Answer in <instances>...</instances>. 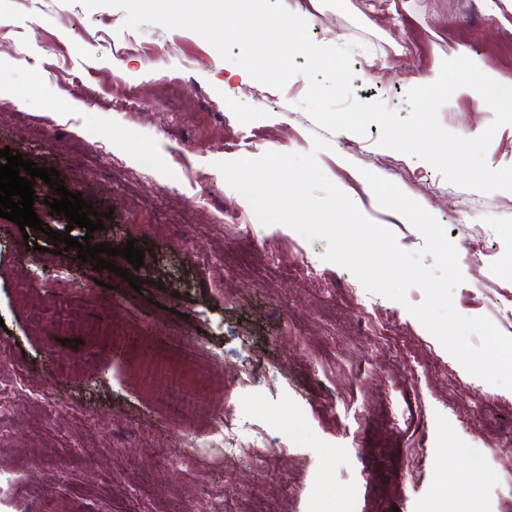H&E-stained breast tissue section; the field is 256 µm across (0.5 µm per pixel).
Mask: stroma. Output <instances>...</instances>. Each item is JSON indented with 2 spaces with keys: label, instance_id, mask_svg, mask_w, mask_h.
I'll return each mask as SVG.
<instances>
[{
  "label": "stroma",
  "instance_id": "1",
  "mask_svg": "<svg viewBox=\"0 0 512 512\" xmlns=\"http://www.w3.org/2000/svg\"><path fill=\"white\" fill-rule=\"evenodd\" d=\"M282 3L306 17L314 42L354 44L359 101L407 117L409 83L437 65L456 78L470 58L493 76L492 94L512 98V0ZM124 16L79 0H0V149L55 168L104 214L95 242L118 235L144 252L142 293H91L92 265L73 269L46 233L0 218V373L40 388L16 396L14 437L0 443V512H197L218 490L233 512H316L336 497L347 512H423L441 484L467 486L453 451L471 446L497 471L483 512H512V463L499 453L512 443V390L471 375L407 304L325 261V240L261 224L216 167L308 152L307 79L280 91L241 83L238 65L198 34L127 29ZM492 119L469 99L439 112L467 138ZM380 135L375 123L362 135L325 132L320 169L404 250L421 249L423 235L378 202L364 171L432 213L458 252L457 311L512 336L488 289L512 292V191L448 183L427 161L379 146ZM355 294L379 317L376 343ZM203 343L216 370L247 375L228 397L242 424L259 427L270 450L288 442L279 470L248 471L220 447L191 469L181 459L164 378L143 389L134 366L140 350L184 362ZM415 447L428 452L424 469L406 466Z\"/></svg>",
  "mask_w": 512,
  "mask_h": 512
}]
</instances>
